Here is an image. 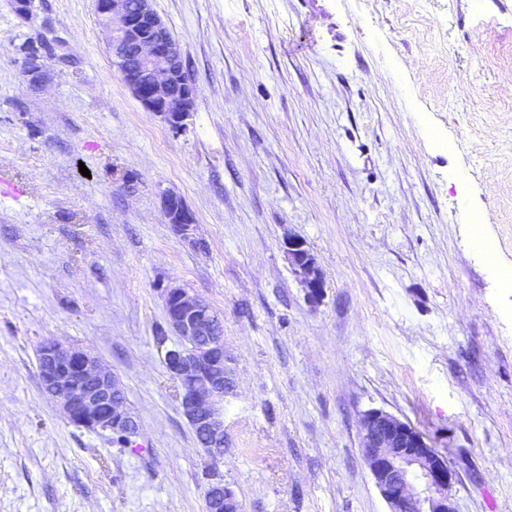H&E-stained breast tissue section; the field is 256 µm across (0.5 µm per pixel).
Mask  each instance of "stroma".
<instances>
[{"label":"stroma","instance_id":"obj_1","mask_svg":"<svg viewBox=\"0 0 512 512\" xmlns=\"http://www.w3.org/2000/svg\"><path fill=\"white\" fill-rule=\"evenodd\" d=\"M154 7L198 92L184 133L125 87L95 0L26 18L0 0V512H206L217 476L243 512H387L360 448L371 408L447 457L457 512H512V0ZM45 40L35 85L20 47ZM474 212L497 267L470 245ZM167 285L223 322L220 460L163 365ZM49 338L112 370L130 445L43 392ZM163 208L168 224H171L174 232L184 239L190 238L195 218L182 201L177 197L168 196L163 201ZM283 246L294 271L306 289L308 300L312 304H317L324 293L325 278L306 241L298 236H288L283 241Z\"/></svg>","mask_w":512,"mask_h":512}]
</instances>
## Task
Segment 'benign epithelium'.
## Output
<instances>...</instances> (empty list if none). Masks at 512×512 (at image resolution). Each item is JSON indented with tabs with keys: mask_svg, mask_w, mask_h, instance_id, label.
Returning <instances> with one entry per match:
<instances>
[{
	"mask_svg": "<svg viewBox=\"0 0 512 512\" xmlns=\"http://www.w3.org/2000/svg\"><path fill=\"white\" fill-rule=\"evenodd\" d=\"M96 8L109 32L112 55L132 61L121 71L132 96L171 130H186L197 91L179 44L167 36L168 26L153 0H99ZM24 70L32 81L45 78L42 54L25 57ZM163 208L174 232L190 238L195 218L182 201L168 196ZM283 246L308 300L318 303L325 278L306 241L290 236ZM162 299L165 323L179 338L166 348L163 362L179 384L181 412L195 435L211 442L213 456L221 457L224 395L233 388L224 365L221 319L180 286L162 289ZM38 368L41 383L57 392L55 399L72 423L129 439L138 432L139 423L126 407L124 391L89 351L47 339L38 349ZM360 424L362 455L388 512H455V473L421 432L380 408L364 411ZM205 497L207 512H242L235 490L221 480L208 485Z\"/></svg>",
	"mask_w": 512,
	"mask_h": 512,
	"instance_id": "obj_1",
	"label": "benign epithelium"
}]
</instances>
